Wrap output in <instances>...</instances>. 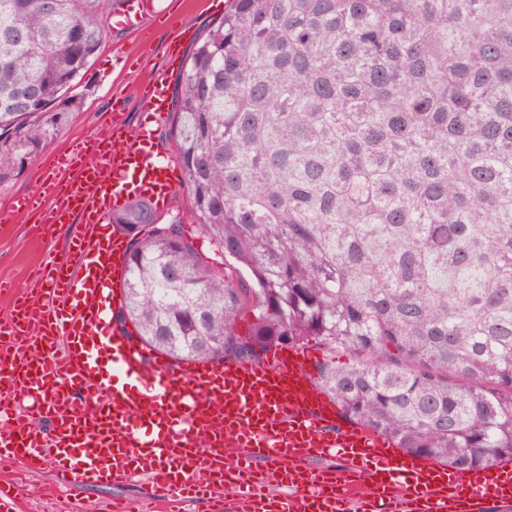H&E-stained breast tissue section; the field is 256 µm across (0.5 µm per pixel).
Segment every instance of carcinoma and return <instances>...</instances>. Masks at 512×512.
I'll use <instances>...</instances> for the list:
<instances>
[{"mask_svg":"<svg viewBox=\"0 0 512 512\" xmlns=\"http://www.w3.org/2000/svg\"><path fill=\"white\" fill-rule=\"evenodd\" d=\"M120 5L0 0V182L79 108ZM172 103L193 220L112 214L120 332L177 362L314 340L348 421L512 460V0H228Z\"/></svg>","mask_w":512,"mask_h":512,"instance_id":"obj_1","label":"carcinoma"}]
</instances>
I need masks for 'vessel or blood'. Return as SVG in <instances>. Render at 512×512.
I'll return each instance as SVG.
<instances>
[{
    "mask_svg": "<svg viewBox=\"0 0 512 512\" xmlns=\"http://www.w3.org/2000/svg\"><path fill=\"white\" fill-rule=\"evenodd\" d=\"M161 0H124L114 29L140 31L167 18ZM167 74L153 73L143 101L154 121L127 137L121 113L107 133L73 146L13 213L38 210L37 237L80 218L69 252L8 290L0 317V458L29 473L52 464L74 490L147 480L167 512L212 499L225 512H478L512 503V462L448 470L398 454L373 432L338 426L314 385L303 352L273 351L260 364H170L113 331L128 267V242L103 236L112 213L133 195L162 202L176 188L175 161L154 141L166 122ZM33 399L19 409L16 395ZM335 454L343 472L314 467Z\"/></svg>",
    "mask_w": 512,
    "mask_h": 512,
    "instance_id": "obj_1",
    "label": "vessel or blood"
}]
</instances>
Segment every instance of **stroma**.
<instances>
[{"instance_id": "35a3bbf8", "label": "stroma", "mask_w": 512, "mask_h": 512, "mask_svg": "<svg viewBox=\"0 0 512 512\" xmlns=\"http://www.w3.org/2000/svg\"><path fill=\"white\" fill-rule=\"evenodd\" d=\"M223 0H178L184 37L181 52H188L208 27L224 15ZM171 35L167 26L146 19L140 32L107 31L91 67L83 77L86 87L79 110L70 113L67 126L40 147L15 175L0 184V211L8 210L19 196L32 192L48 173L58 156L86 137L103 133L104 123L114 106H122L130 133H137L147 119L140 101L141 88L152 72L167 71L177 77L179 68L170 57ZM31 220L14 216L0 222V283L20 288L26 283L31 264L47 254L63 255L78 224L58 226L51 243L38 244L30 227ZM51 467L37 474L27 473L18 460L0 459V486L14 484L18 494L12 512H56L64 502H79L84 512H100L104 503L124 499L138 500L146 490L144 483L122 486H84L75 491L54 489Z\"/></svg>"}]
</instances>
